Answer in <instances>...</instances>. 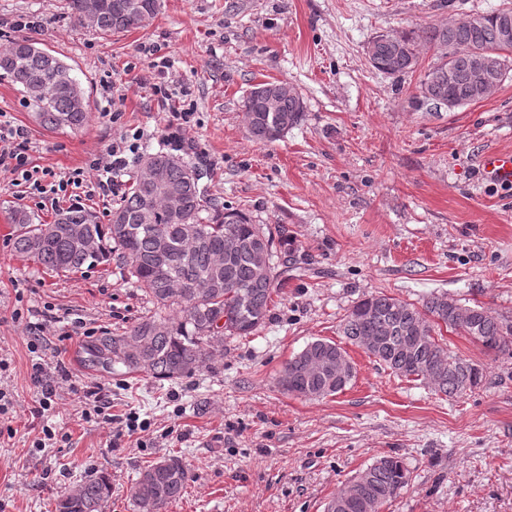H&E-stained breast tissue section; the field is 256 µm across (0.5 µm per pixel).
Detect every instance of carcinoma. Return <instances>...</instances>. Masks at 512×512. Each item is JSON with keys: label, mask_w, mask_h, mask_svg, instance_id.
I'll use <instances>...</instances> for the list:
<instances>
[{"label": "carcinoma", "mask_w": 512, "mask_h": 512, "mask_svg": "<svg viewBox=\"0 0 512 512\" xmlns=\"http://www.w3.org/2000/svg\"><path fill=\"white\" fill-rule=\"evenodd\" d=\"M92 30L103 37L127 32L137 24L114 10L120 0H103ZM512 22V8H502L480 19L457 26L432 27L402 35L379 34L367 45L370 65L384 74L402 76L418 64V47L448 45L449 65L455 71L453 84L438 76L442 62L426 73L420 84L423 102L436 107L449 100L464 106L470 100V75L475 53L492 51L496 64L493 78L501 83L512 62V41L501 38L503 22ZM19 87L35 107L38 124L48 130L83 128L90 117L89 99L70 68L28 38H18L0 49V81ZM286 83L270 81L254 86L244 99L247 130L258 144L282 138L304 112L303 100ZM279 92L278 108L265 112L258 91ZM151 167L140 176L114 211L122 224H101L95 212L73 206L55 214L52 222L34 223L23 209L9 213L16 231L15 252L32 257L46 269L77 272L83 266L110 262L112 250L121 252L130 277L135 279L159 308L170 310L165 317L144 316L120 335L104 332L84 345V364L101 366L100 358H112L130 372H144L158 380L188 377L214 359L224 336L247 337L264 323L277 280L273 263L261 265L257 256L269 258L288 254V236L273 237L243 213L210 204L200 181L206 176L198 166L176 149L144 156ZM164 172L167 183L181 194L183 218L171 222L166 197L153 188L154 169ZM82 227L98 243L94 252L78 244L71 233ZM174 244L167 255V273L157 271L161 239ZM195 241L191 254L177 244ZM224 320L218 326V320ZM450 329L470 337L484 349L512 354V319L480 306L460 304L448 294H432L417 306L384 292L372 293L358 301L343 319V336L353 345L390 369L396 376L424 380L447 397H461L483 385V369L469 359L453 355L438 336ZM347 352L340 345L315 339L283 368L278 384L289 394L310 400L333 396L350 384L354 371L336 377V356ZM410 472L394 456L375 460L359 481L360 495L384 505L408 483ZM190 480L182 460L167 455L139 473L131 486L136 512H165L181 498ZM112 491L105 473L87 476L76 489L60 495L55 512H101ZM347 502L340 512H366L349 486L328 501Z\"/></svg>", "instance_id": "carcinoma-1"}]
</instances>
